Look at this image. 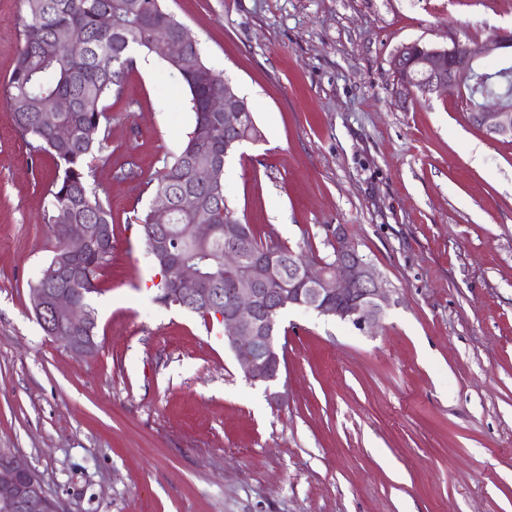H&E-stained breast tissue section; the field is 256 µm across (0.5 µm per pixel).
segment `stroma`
<instances>
[{
  "label": "stroma",
  "mask_w": 512,
  "mask_h": 512,
  "mask_svg": "<svg viewBox=\"0 0 512 512\" xmlns=\"http://www.w3.org/2000/svg\"><path fill=\"white\" fill-rule=\"evenodd\" d=\"M245 97L264 138L224 188L238 216L327 255L344 225L392 290L373 335L289 309L271 402L221 324L157 301L138 217L194 125L180 77L141 54L93 182L112 259L89 302L98 349L48 336L29 284L55 246L57 172L0 103V453L27 458L61 512H512V142L448 92L395 100L401 45L485 41L512 0H163ZM24 0H0V85ZM135 163L138 175L115 172Z\"/></svg>",
  "instance_id": "stroma-1"
}]
</instances>
